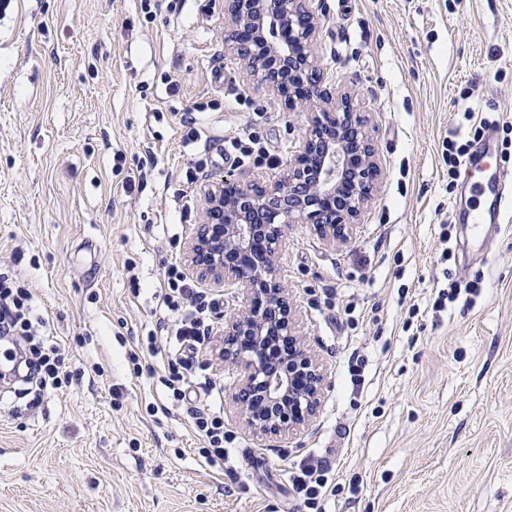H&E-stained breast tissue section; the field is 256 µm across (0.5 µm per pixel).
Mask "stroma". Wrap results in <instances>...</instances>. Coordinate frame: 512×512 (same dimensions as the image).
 <instances>
[{
  "label": "stroma",
  "mask_w": 512,
  "mask_h": 512,
  "mask_svg": "<svg viewBox=\"0 0 512 512\" xmlns=\"http://www.w3.org/2000/svg\"><path fill=\"white\" fill-rule=\"evenodd\" d=\"M165 2L0 5V274L29 289L70 376L37 398L0 379V512H309L288 468L312 453L332 467L327 512H512V223L476 254L455 208L465 177L442 156L501 122L512 181V0H315L318 66L356 89L381 187L349 243L288 232L296 327L327 372L308 425L258 442L218 342L202 350L220 470L140 342L204 222L188 165L266 182L277 168L231 165L225 142L252 133L286 161L304 116L225 52L220 0ZM197 103L188 145L179 118ZM451 280L476 291L435 310Z\"/></svg>",
  "instance_id": "1"
}]
</instances>
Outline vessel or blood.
<instances>
[{
	"instance_id": "b4317fda",
	"label": "vessel or blood",
	"mask_w": 512,
	"mask_h": 512,
	"mask_svg": "<svg viewBox=\"0 0 512 512\" xmlns=\"http://www.w3.org/2000/svg\"><path fill=\"white\" fill-rule=\"evenodd\" d=\"M492 136H485L466 160L467 171L478 172L480 182L475 186L479 197L467 220L473 228L475 240H482L488 225L512 222V202L499 189L502 162Z\"/></svg>"
}]
</instances>
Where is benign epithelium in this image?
<instances>
[{
	"label": "benign epithelium",
	"instance_id": "benign-epithelium-1",
	"mask_svg": "<svg viewBox=\"0 0 512 512\" xmlns=\"http://www.w3.org/2000/svg\"><path fill=\"white\" fill-rule=\"evenodd\" d=\"M313 0H224V48L258 86L307 112L294 161L263 184L226 176L200 186L205 219L185 261L202 281L241 294L224 320V362L240 368L234 400L261 440L278 439L314 416L325 371L297 333L278 257L288 227L308 224L345 243L380 176L367 125L351 95L330 88L313 46ZM290 347L286 362L275 341Z\"/></svg>",
	"mask_w": 512,
	"mask_h": 512
}]
</instances>
